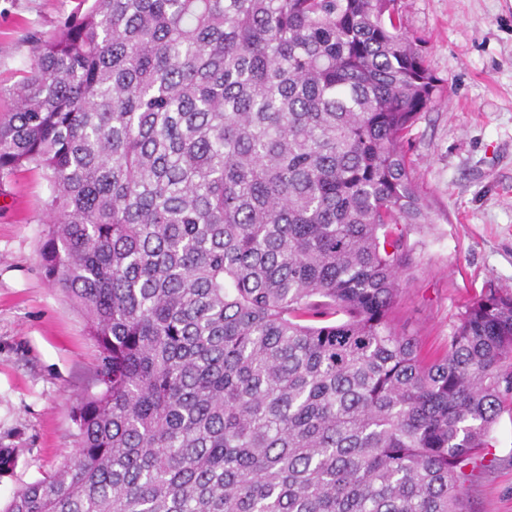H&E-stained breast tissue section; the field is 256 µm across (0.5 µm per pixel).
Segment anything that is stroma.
Wrapping results in <instances>:
<instances>
[{
  "instance_id": "35a3bbf8",
  "label": "stroma",
  "mask_w": 512,
  "mask_h": 512,
  "mask_svg": "<svg viewBox=\"0 0 512 512\" xmlns=\"http://www.w3.org/2000/svg\"><path fill=\"white\" fill-rule=\"evenodd\" d=\"M77 0H0V115L31 63L24 36L52 35ZM420 40L442 100L410 129L405 148L428 206L411 231L416 264L393 312L429 361L448 351L462 306L481 289L512 291V0H397ZM49 186L40 171L0 181V448L16 464L13 493L57 469L72 450L70 407L96 385L98 352L85 321L40 263ZM469 512H512V404H505L464 489Z\"/></svg>"
}]
</instances>
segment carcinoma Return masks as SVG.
Instances as JSON below:
<instances>
[{
	"label": "carcinoma",
	"mask_w": 512,
	"mask_h": 512,
	"mask_svg": "<svg viewBox=\"0 0 512 512\" xmlns=\"http://www.w3.org/2000/svg\"><path fill=\"white\" fill-rule=\"evenodd\" d=\"M0 121L100 355L70 458L3 512H466L512 292L427 362L393 326L439 79L396 0H80Z\"/></svg>",
	"instance_id": "cac0c4a2"
}]
</instances>
